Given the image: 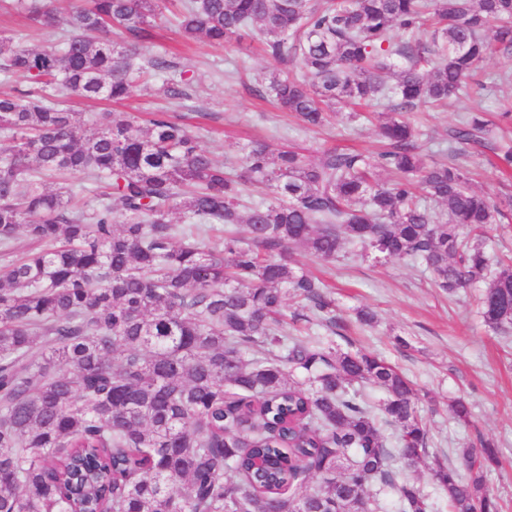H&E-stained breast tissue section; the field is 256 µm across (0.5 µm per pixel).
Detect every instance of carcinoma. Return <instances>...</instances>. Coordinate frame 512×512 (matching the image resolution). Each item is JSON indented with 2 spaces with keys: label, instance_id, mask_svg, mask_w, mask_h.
Here are the masks:
<instances>
[{
  "label": "carcinoma",
  "instance_id": "carcinoma-1",
  "mask_svg": "<svg viewBox=\"0 0 512 512\" xmlns=\"http://www.w3.org/2000/svg\"><path fill=\"white\" fill-rule=\"evenodd\" d=\"M162 2L82 0L58 45L0 37V70L40 85L0 95V256L21 229L33 245L0 268V512H378L392 486L399 512H431L420 488L394 485L381 419L398 430V458L431 471L448 512H500L485 482L499 464L492 442L462 451L464 474L430 456L416 390L392 363L290 337L283 317L293 295L336 325L325 284L287 254L333 262L352 243L425 264L448 292L485 282L484 322L512 329V262L490 273L482 244L503 212L456 162L459 145L485 136L484 116L463 117L448 161L432 164L405 118L489 89L475 75L512 53V0H179L184 39L223 46L256 32L274 61H298L301 74L273 69L257 92L303 125L322 126L338 101L384 108L376 155L334 147L312 161L256 140L236 174L163 113L141 126L103 112L86 136L81 113L43 94L131 96ZM15 6L53 22L41 0ZM163 93L189 97L174 79ZM494 155L512 171L511 140ZM56 175L102 191L79 204L45 187ZM246 183L272 198L241 211ZM176 212L199 232L243 224L247 238L207 247ZM356 384L386 393L380 413ZM450 410L470 422L464 399Z\"/></svg>",
  "mask_w": 512,
  "mask_h": 512
}]
</instances>
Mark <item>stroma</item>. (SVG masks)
<instances>
[{
    "mask_svg": "<svg viewBox=\"0 0 512 512\" xmlns=\"http://www.w3.org/2000/svg\"><path fill=\"white\" fill-rule=\"evenodd\" d=\"M64 31L61 25L35 30L25 14L0 9V34L27 46H46ZM152 33L149 54L177 63L190 96L179 103L157 97L163 76L150 69L124 108L133 113L168 112L198 136L217 163L240 164V149L252 138L297 146L313 158L324 146L373 152L380 145L376 126L351 121L345 103L336 104L332 125L312 133L260 99L255 93L257 77L274 63L261 52L258 36L223 47L203 40L186 43L165 12L157 16ZM478 76L496 79L494 91H475L450 99L444 107L410 113V120L424 131L420 145L425 160L439 159L462 116L470 112L492 116L503 106H512V54L486 59ZM494 147L491 140L462 145L458 161L472 171V188L512 196V178H501L487 163ZM290 259L295 270L323 280L336 303L335 328L315 325L312 334L343 349L383 357L411 379L420 393V413L430 425L429 451L444 462L460 466L465 443L481 436L492 440L500 464L488 472L486 481L500 495L503 512H512V332L496 333L480 320L477 298L482 285L451 296L431 283L422 265L394 258L376 262L364 257L357 246L347 248L332 264L316 261L302 248L293 249ZM363 307L377 314L375 327L358 323L356 311ZM458 397L471 404L472 424L458 422L449 412L450 401Z\"/></svg>",
    "mask_w": 512,
    "mask_h": 512,
    "instance_id": "obj_1",
    "label": "stroma"
}]
</instances>
